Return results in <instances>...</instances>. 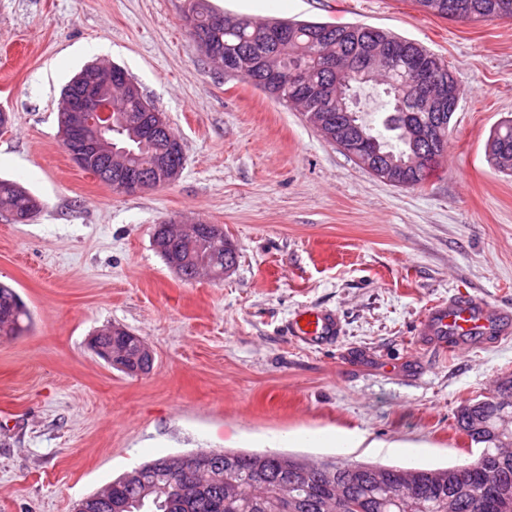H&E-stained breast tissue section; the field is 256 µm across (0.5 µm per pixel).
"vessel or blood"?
Listing matches in <instances>:
<instances>
[{
    "label": "vessel or blood",
    "instance_id": "b4317fda",
    "mask_svg": "<svg viewBox=\"0 0 512 512\" xmlns=\"http://www.w3.org/2000/svg\"><path fill=\"white\" fill-rule=\"evenodd\" d=\"M340 331L334 313L307 309L298 314L289 333L307 344L326 343ZM421 333L456 351L466 342L494 343L512 334V313L468 295H460L431 307L421 321Z\"/></svg>",
    "mask_w": 512,
    "mask_h": 512
}]
</instances>
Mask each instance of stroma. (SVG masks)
Listing matches in <instances>:
<instances>
[{
	"label": "stroma",
	"instance_id": "stroma-1",
	"mask_svg": "<svg viewBox=\"0 0 512 512\" xmlns=\"http://www.w3.org/2000/svg\"><path fill=\"white\" fill-rule=\"evenodd\" d=\"M210 4L422 44L462 91L448 162L420 188L374 177L301 112L213 66L183 27L187 0H0L12 117L0 176L42 203L24 224L0 216V282L31 315L23 335L0 337V512H73L145 462L198 449L447 467L478 453L458 407L512 375V335L448 354L418 334L425 310L458 293L512 312V177L485 153L512 119V19L459 23L413 0ZM100 61L124 68L179 137L171 185L116 192L65 151L61 90ZM171 216L223 227L236 265L183 280L153 244ZM308 308L336 314L334 340L291 338ZM112 325L149 346V373L90 349ZM354 428L367 445L322 442Z\"/></svg>",
	"mask_w": 512,
	"mask_h": 512
}]
</instances>
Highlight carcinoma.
<instances>
[{"mask_svg": "<svg viewBox=\"0 0 512 512\" xmlns=\"http://www.w3.org/2000/svg\"><path fill=\"white\" fill-rule=\"evenodd\" d=\"M472 20L512 19V0H462ZM190 12L197 30L215 51L224 71L233 73L248 62L244 79L255 86L275 71L282 83L267 90L308 116L324 112L327 118L320 135L329 143L346 140L363 148L373 164L390 177L403 181L402 187L422 186L435 171L437 158L427 144L406 132L408 125H430L440 121L442 146L448 144L449 124L454 111L437 116L420 109L410 91L408 63L399 61L394 80L401 99L383 120L391 133L386 137L368 124L359 112H338L332 103H315L296 95L290 78L301 69L311 84H325L333 74L324 66L325 58L348 56L372 41L373 28L363 24L286 21L266 22L244 17L239 25L224 27L217 12L206 0H191ZM283 30L286 36L270 46L267 30ZM112 122L124 120L134 135L112 139V156H102L87 165V172L103 179L117 167H133L146 174L155 171L159 148L169 142L166 133L148 137L139 122L150 103L143 94L117 88L113 95ZM488 158L501 173L512 175V119L501 122L487 143ZM8 205L13 220L25 223L37 212L36 197L20 183L0 179V205ZM166 264L186 281L201 272L218 273L236 264V249L224 242V230L215 224L204 231L192 249L174 240L165 242L160 252ZM30 327V316L16 292L0 284V336H17ZM97 340L116 351L129 350L134 339L128 330L113 327L101 331ZM512 393V375L502 378L496 394L459 407L456 429L481 445L479 455L448 468L423 469L379 463L315 461L294 454L241 452L212 453L204 475L180 474L167 465L170 457H160L112 482V497L90 502L88 512H512V422L500 420L499 397Z\"/></svg>", "mask_w": 512, "mask_h": 512, "instance_id": "cac0c4a2", "label": "carcinoma"}]
</instances>
